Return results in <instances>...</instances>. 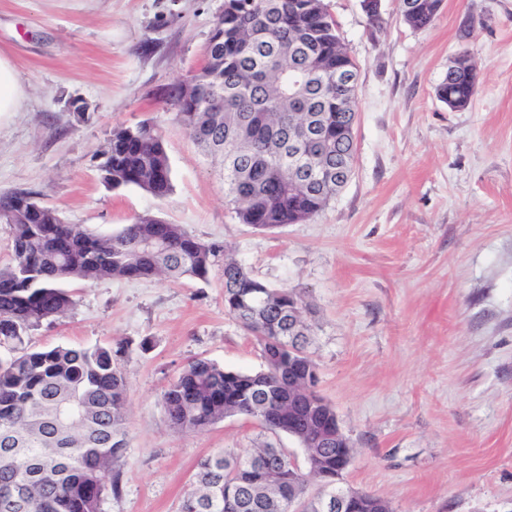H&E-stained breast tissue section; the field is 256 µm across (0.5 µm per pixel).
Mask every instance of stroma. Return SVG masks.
Returning <instances> with one entry per match:
<instances>
[{
  "instance_id": "1",
  "label": "stroma",
  "mask_w": 512,
  "mask_h": 512,
  "mask_svg": "<svg viewBox=\"0 0 512 512\" xmlns=\"http://www.w3.org/2000/svg\"><path fill=\"white\" fill-rule=\"evenodd\" d=\"M324 2L358 66V120L352 177L312 220L240 223L165 98L200 65L224 0H0V51L24 92L0 114V191L97 234L150 214L228 245L314 310L316 391L354 448L346 487L392 512H512V0H444L418 30L397 0H381L375 28L361 0ZM463 55L477 90L452 109L435 89ZM144 121L169 158L163 198L106 187L93 160L114 128ZM66 288L74 306L25 346L130 343L122 491L105 512H180L198 462L220 450L264 440L303 461L295 439L239 417L192 433L168 422L162 394L191 359L265 366L224 309L221 267Z\"/></svg>"
}]
</instances>
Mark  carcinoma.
<instances>
[{"mask_svg": "<svg viewBox=\"0 0 512 512\" xmlns=\"http://www.w3.org/2000/svg\"><path fill=\"white\" fill-rule=\"evenodd\" d=\"M401 15L412 29L429 26L443 0H415ZM436 97L451 109L476 92L475 68L460 57L448 66ZM358 72L323 0H224L202 65L168 98L183 127L220 159L224 193L243 224L268 230L302 224L321 211L346 181L319 177L323 167H345L355 154L349 123L356 89L336 86V73ZM103 181L134 185L155 197L171 190L161 136L150 122L112 131L101 153ZM25 192H0V221L13 232V256L0 268V341L22 342L27 331L73 305L66 280H205L224 268V308L257 340L266 368L245 373L197 358L162 395L170 425L202 430L233 413L252 415L260 428L288 433V422L311 430L335 425L328 403L293 398L286 375L303 378L310 355L309 326L292 330L294 312L309 306L292 291L254 278L224 244L204 242L178 224L139 216L111 235L67 224L55 209L20 210ZM298 341L290 344L288 337ZM129 343L57 345L0 358V490L21 485L22 512H103L120 492L126 448L128 385L123 361ZM345 448H318L314 467L288 475L289 459L263 444L203 460L181 512H288V483L336 484ZM358 512H386V501L366 493Z\"/></svg>", "mask_w": 512, "mask_h": 512, "instance_id": "cac0c4a2", "label": "carcinoma"}]
</instances>
